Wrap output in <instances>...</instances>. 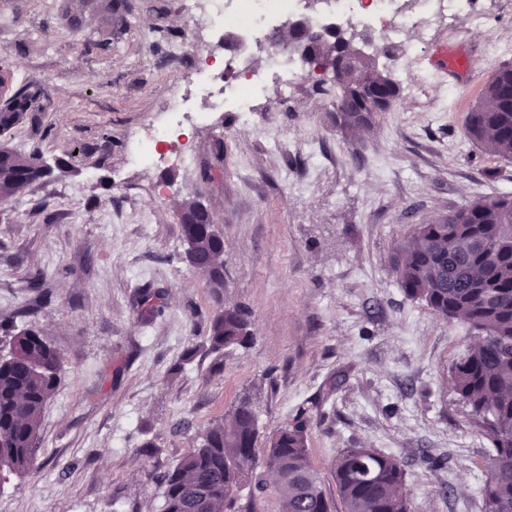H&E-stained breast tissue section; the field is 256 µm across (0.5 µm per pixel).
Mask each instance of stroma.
I'll return each mask as SVG.
<instances>
[{
    "label": "stroma",
    "mask_w": 512,
    "mask_h": 512,
    "mask_svg": "<svg viewBox=\"0 0 512 512\" xmlns=\"http://www.w3.org/2000/svg\"><path fill=\"white\" fill-rule=\"evenodd\" d=\"M56 4L0 0V63L48 92L0 141L55 166L0 213V323L38 331L64 361L36 469L9 478L0 512H161L155 476L244 397L263 442L320 403L309 448L327 496L337 452L367 446L402 460L410 512H480L490 441L450 378L473 339L461 321L407 299L392 261L413 225L512 194V163L481 153L464 127L493 71L488 30L512 39V0H477L488 29L463 21L431 32L428 52L395 77L404 88L427 74L432 84L401 93L363 138L336 130L308 79L283 103L258 94L250 125L226 111L184 127L200 159L224 140L211 182L195 167L127 159L142 129L165 119L168 91L193 77L170 44L207 54V30L185 21L177 0H129L115 24L91 8L77 31ZM442 43L469 56L468 73L435 67ZM278 131L312 143L324 171L312 173L302 153L270 152ZM196 194L224 240L219 294L183 259L174 203ZM35 269L38 288L27 283ZM147 290L165 294L149 322L136 308ZM236 305L251 313V344L209 351L211 318ZM429 454L447 466L430 468Z\"/></svg>",
    "instance_id": "35a3bbf8"
}]
</instances>
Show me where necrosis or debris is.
I'll use <instances>...</instances> for the list:
<instances>
[{
  "instance_id": "4bbe7bcc",
  "label": "necrosis or debris",
  "mask_w": 512,
  "mask_h": 512,
  "mask_svg": "<svg viewBox=\"0 0 512 512\" xmlns=\"http://www.w3.org/2000/svg\"><path fill=\"white\" fill-rule=\"evenodd\" d=\"M178 8L205 20L215 37L234 30L238 48L220 62L195 59L192 84L168 96V120L147 127L131 151L129 161L135 165L192 166L194 151L179 142L184 124L208 122L212 114L227 109L239 122L250 123L252 98L261 90L287 99L293 83L306 76L300 59L278 39L290 20L306 19L316 31L338 23L368 32L394 48L393 62L399 68L424 53L426 33L439 24L463 18L475 27L486 22L474 0H178ZM411 33L416 42L408 41ZM196 96L206 99L208 111L189 108Z\"/></svg>"
}]
</instances>
